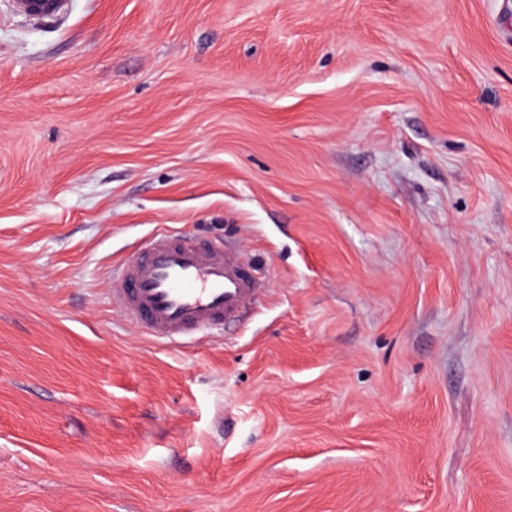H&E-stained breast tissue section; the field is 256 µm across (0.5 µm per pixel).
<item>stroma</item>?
<instances>
[{
  "label": "stroma",
  "mask_w": 512,
  "mask_h": 512,
  "mask_svg": "<svg viewBox=\"0 0 512 512\" xmlns=\"http://www.w3.org/2000/svg\"><path fill=\"white\" fill-rule=\"evenodd\" d=\"M171 226L267 281L185 345ZM0 512H512V0H0ZM113 301L149 336L174 340L238 319L262 292L235 248L156 234L117 271Z\"/></svg>",
  "instance_id": "1"
}]
</instances>
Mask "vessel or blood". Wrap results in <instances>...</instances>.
I'll return each instance as SVG.
<instances>
[{"label": "vessel or blood", "instance_id": "vessel-or-blood-1", "mask_svg": "<svg viewBox=\"0 0 512 512\" xmlns=\"http://www.w3.org/2000/svg\"><path fill=\"white\" fill-rule=\"evenodd\" d=\"M114 302L149 336L175 339L239 318L262 292L235 248L156 234L117 271Z\"/></svg>", "mask_w": 512, "mask_h": 512}]
</instances>
